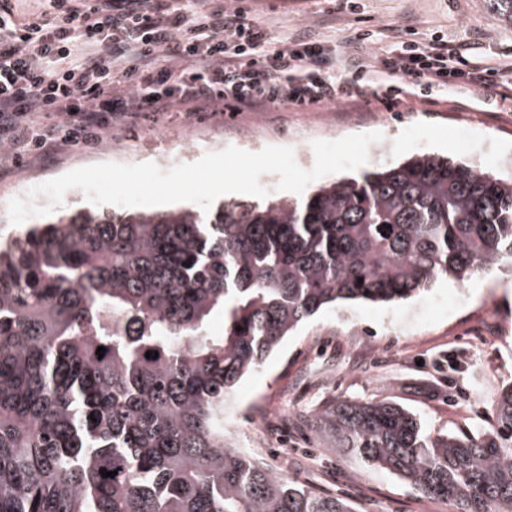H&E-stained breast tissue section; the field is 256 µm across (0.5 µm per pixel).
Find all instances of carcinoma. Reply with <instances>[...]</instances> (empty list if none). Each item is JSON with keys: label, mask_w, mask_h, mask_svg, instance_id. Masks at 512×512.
<instances>
[{"label": "carcinoma", "mask_w": 512, "mask_h": 512, "mask_svg": "<svg viewBox=\"0 0 512 512\" xmlns=\"http://www.w3.org/2000/svg\"><path fill=\"white\" fill-rule=\"evenodd\" d=\"M510 264L512 180L434 153L300 199L34 225L0 243V512H354L227 445L225 397L323 308ZM493 407L491 433L434 435L386 399L315 428L455 512H512L511 384Z\"/></svg>", "instance_id": "obj_1"}]
</instances>
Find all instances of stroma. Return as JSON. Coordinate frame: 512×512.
<instances>
[{
    "instance_id": "1",
    "label": "stroma",
    "mask_w": 512,
    "mask_h": 512,
    "mask_svg": "<svg viewBox=\"0 0 512 512\" xmlns=\"http://www.w3.org/2000/svg\"><path fill=\"white\" fill-rule=\"evenodd\" d=\"M251 17L277 38L308 33L337 44L363 31L440 30L476 52L498 58L512 46V25L493 0H246ZM378 131L385 165L431 152L512 178V103L478 86L449 94L404 87L394 96L372 86L354 98L308 109L266 112H150L132 115L94 147L77 146L19 170L0 169V240L25 232L7 206L29 189L84 166L117 162L192 163L229 146L257 152L289 146L312 168L313 141ZM512 383V271L479 275L464 285L438 281L399 305L329 308L309 318L230 396L238 428L230 442L311 491L351 502L355 512H453L388 470L339 456L313 429L336 400L390 399L416 413L434 433L490 432L492 400Z\"/></svg>"
}]
</instances>
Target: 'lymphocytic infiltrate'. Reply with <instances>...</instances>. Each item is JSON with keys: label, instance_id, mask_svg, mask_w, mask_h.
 Wrapping results in <instances>:
<instances>
[{"label": "lymphocytic infiltrate", "instance_id": "obj_1", "mask_svg": "<svg viewBox=\"0 0 512 512\" xmlns=\"http://www.w3.org/2000/svg\"><path fill=\"white\" fill-rule=\"evenodd\" d=\"M16 21L0 0V143L21 168L54 148L98 141L145 109L260 112L318 106L400 77L512 98V61L489 63L454 40H397L370 56L304 38L271 48L243 6L177 9L173 0H51ZM55 116L54 124L42 120Z\"/></svg>", "mask_w": 512, "mask_h": 512}]
</instances>
